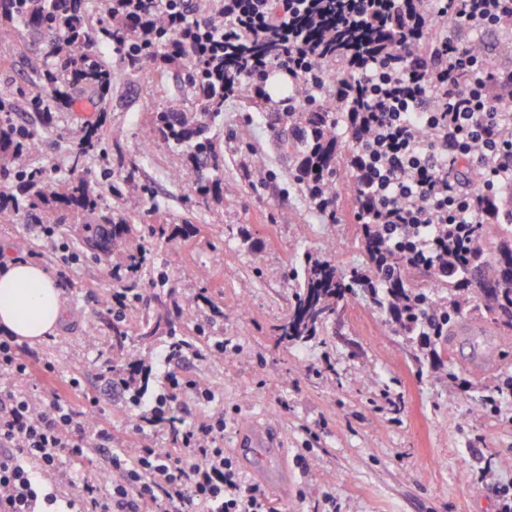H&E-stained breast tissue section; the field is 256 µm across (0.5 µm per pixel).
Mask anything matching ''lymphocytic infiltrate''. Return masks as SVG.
<instances>
[{"mask_svg":"<svg viewBox=\"0 0 512 512\" xmlns=\"http://www.w3.org/2000/svg\"><path fill=\"white\" fill-rule=\"evenodd\" d=\"M143 2L137 14L142 37L161 25L177 41L203 39L211 54L239 47L241 32L268 31L269 0H212L207 14L193 0ZM466 2L461 27L512 33V0ZM281 4V56L253 57L250 74L241 85L228 86L226 97L237 96L242 86L253 96L266 95L275 69L294 82L308 73V53L296 27L314 12L315 0ZM353 67L359 79L338 93L336 107L361 136L352 157L368 201L361 221L397 234L410 231L420 256L438 259L442 227L476 223L486 197L512 181V136L504 133L512 127V113L493 103L512 93V66L489 65L450 35L430 57H416L410 49L372 53L354 58ZM461 158L480 171V194L458 189L453 171ZM182 356V350L168 348L164 390L150 401L145 394L151 366L105 368L104 378L137 410L134 434L174 431L175 449L143 444L131 450L126 437L97 420L98 398H87L77 410L50 384L36 397L13 391L11 380L31 376L39 366L49 373L54 367L0 332V512H280L225 455L223 417L192 423L181 416L183 396L213 399L208 388L175 370ZM92 445L108 451L109 479L80 475L77 465Z\"/></svg>","mask_w":512,"mask_h":512,"instance_id":"f902f5d3","label":"lymphocytic infiltrate"}]
</instances>
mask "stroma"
Instances as JSON below:
<instances>
[{
	"instance_id": "obj_1",
	"label": "stroma",
	"mask_w": 512,
	"mask_h": 512,
	"mask_svg": "<svg viewBox=\"0 0 512 512\" xmlns=\"http://www.w3.org/2000/svg\"><path fill=\"white\" fill-rule=\"evenodd\" d=\"M8 44L13 64L0 67V96L15 103L13 123L41 136L33 165L48 177L66 178L80 121L61 112L43 127L31 103L39 79L27 59L47 47L30 44L20 28ZM97 50L119 77L104 139L86 157L85 173L104 187L136 165L135 187L112 199V206L136 225L195 227L189 237L153 248L138 284L142 299L125 319L136 323L155 306L161 276L165 289L204 328L195 348L205 349L211 338L228 346L223 358L180 363L182 373L219 395L210 403L185 397L182 416L198 423L223 416L226 455L244 457L253 468L259 458L254 449H239L237 435L248 422L271 429L288 482L263 489L282 512H326L329 492L337 512H496L495 486L512 482V399L486 408L476 396L512 377V338L491 328L475 338L463 336L439 368H421L404 337L354 297L308 344L280 342L276 328L297 287L290 273L297 250L335 256L346 269L363 262L349 194L337 199L335 219L314 210L289 181L288 160L273 149L264 116L236 97L225 101L213 130L224 157V194L197 206L191 188L172 178L186 163L183 152L140 145L150 113L192 109L174 69L148 61L129 71L111 44ZM111 286L107 267L81 254L70 282L59 285L63 323L33 349L55 364L54 381L67 403L78 409L84 394L97 395L100 420L123 434L135 415L120 392L107 389L102 366L142 359L164 375L169 339L133 335L124 349L113 348L112 313L105 305ZM71 374L81 378V391L64 388ZM461 377L469 388L459 387Z\"/></svg>"
}]
</instances>
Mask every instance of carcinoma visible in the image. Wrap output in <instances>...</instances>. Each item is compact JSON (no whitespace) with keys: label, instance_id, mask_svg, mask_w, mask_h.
Segmentation results:
<instances>
[{"label":"carcinoma","instance_id":"carcinoma-1","mask_svg":"<svg viewBox=\"0 0 512 512\" xmlns=\"http://www.w3.org/2000/svg\"><path fill=\"white\" fill-rule=\"evenodd\" d=\"M112 0H0V36L5 38L15 23H21L28 35L49 43L52 61L31 56L29 67L36 72L41 88L50 93L40 102L44 122L52 125L54 113L92 107L99 114L85 119L79 127V142L74 153L71 176L53 181L32 167L31 155L41 139L31 133L20 140L10 129L0 127V175L14 174L16 183L0 189V223L14 224L21 219L29 224H67L78 246L96 260H112V269L142 270L149 258L146 242L167 245L173 232L165 224H146L137 229L124 214L111 206L82 171L86 154L99 143L102 115L107 112L112 82L117 73L93 54L101 42L122 41V63L136 70L150 56L141 45L140 29L134 17L116 11ZM459 16L448 17L428 30L416 29L406 40L421 56L435 51L440 33L457 26ZM330 36L336 41V55L319 61L318 86L302 80L292 88L291 99L270 111L268 101L246 97L247 107L267 116L279 145L288 152V177L307 195L320 199L323 193L337 198V175L346 172L344 185L352 194L356 212L366 205L358 191L357 171L352 153L336 137V107L323 95L327 81L343 90L358 79L350 67L346 52L367 44L400 46V30L393 20L367 28L343 21L336 12L323 9L320 24L306 30V39ZM170 64L179 68L185 88L203 106L199 112H157L144 129L150 143L164 144L186 152L189 164L179 172L197 196L221 198L223 182L217 172L223 166L217 152L212 128L224 111V89L206 80V62L187 47L177 52ZM454 177L471 191L479 189L480 175L462 163L455 165ZM465 236L450 244L454 274L438 277L429 265L413 260L407 252V240L395 245L391 235L371 224L361 225L358 248L364 263L346 272L336 260L327 257H301L303 278L287 320L278 328L279 339L304 343L319 335L338 307L352 296H360L387 322L420 350L437 355L448 349V338L464 321L482 309L481 319L495 328L512 329V224H470ZM156 314L142 317L140 336L164 335L185 346L192 337L173 322L170 311L179 308L171 299L158 300ZM112 345L121 347L130 329L123 319L112 320Z\"/></svg>","mask_w":512,"mask_h":512}]
</instances>
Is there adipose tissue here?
<instances>
[{
    "label": "adipose tissue",
    "instance_id": "ef3b65f1",
    "mask_svg": "<svg viewBox=\"0 0 512 512\" xmlns=\"http://www.w3.org/2000/svg\"><path fill=\"white\" fill-rule=\"evenodd\" d=\"M65 317L55 280L40 264L10 261L0 266V330L35 343L53 334Z\"/></svg>",
    "mask_w": 512,
    "mask_h": 512
}]
</instances>
